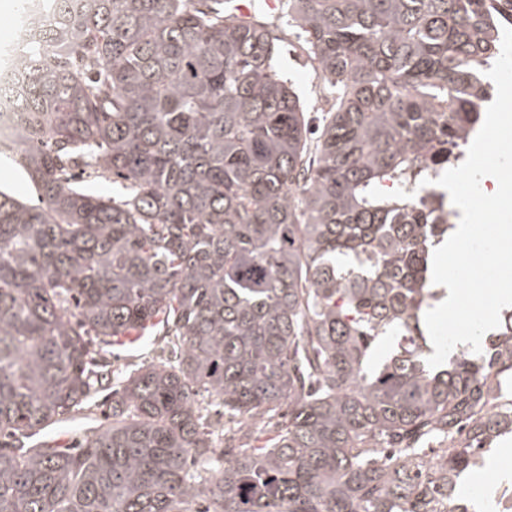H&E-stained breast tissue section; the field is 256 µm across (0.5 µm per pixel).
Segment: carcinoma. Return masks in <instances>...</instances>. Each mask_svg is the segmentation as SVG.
Returning a JSON list of instances; mask_svg holds the SVG:
<instances>
[{"instance_id": "carcinoma-1", "label": "carcinoma", "mask_w": 512, "mask_h": 512, "mask_svg": "<svg viewBox=\"0 0 512 512\" xmlns=\"http://www.w3.org/2000/svg\"><path fill=\"white\" fill-rule=\"evenodd\" d=\"M45 2L0 86L37 195L0 188V512H434L512 428L484 413L512 321L428 365L451 225L419 159H463L512 0H288L317 130L261 13ZM155 316L173 357L114 372V339ZM106 390L104 420L51 444ZM212 402L239 419L228 440Z\"/></svg>"}]
</instances>
